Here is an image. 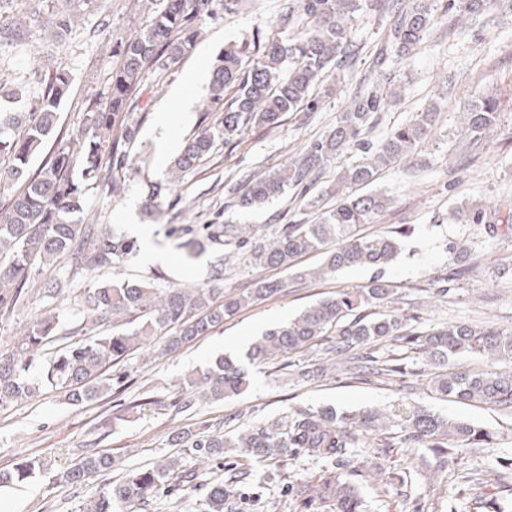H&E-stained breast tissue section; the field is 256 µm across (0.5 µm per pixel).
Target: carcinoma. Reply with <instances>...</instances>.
<instances>
[{"label":"carcinoma","instance_id":"1","mask_svg":"<svg viewBox=\"0 0 512 512\" xmlns=\"http://www.w3.org/2000/svg\"><path fill=\"white\" fill-rule=\"evenodd\" d=\"M81 0H37L42 9L28 14L29 21L0 18V48L20 44L33 27L43 26L64 43L78 26L81 13L73 5ZM437 0H297L301 30H289L268 41L256 32L253 51L231 44L224 47L212 71L203 112L219 118L193 132L180 153L170 162V181L151 186L147 205L165 213L168 195L180 180L196 169L217 142L234 145L251 128L278 126L283 116L306 104L318 106L312 92L318 83L346 71L350 58V29L357 14L368 7L391 14L379 39L371 69L387 79V67L397 65L424 41L438 21ZM244 0H159L152 23L119 46L120 63L112 71L106 93L86 112L78 142L53 138L58 110L69 96L71 82L66 69L58 68L33 88L17 82L0 87V158L10 165L0 167V194L19 184L7 202H0V255L10 261L0 268V316L10 314L25 302L29 292L40 287L41 299H57L62 285L82 277L93 278L115 267L137 250L136 241L108 224H80L72 215L83 211L88 189L112 197L117 193L120 171L129 166L128 144L136 128L129 124V111L138 107L145 71L161 75L192 53L202 21L221 13H233ZM233 95H228L229 90ZM38 104L32 112H13L10 105L31 94ZM389 97L374 86L359 91L340 113L336 124L311 142L300 158L262 176L244 177L230 185L243 210L258 208L283 195L288 187L307 182L314 171L341 149L356 146L361 158L336 175L332 188L316 205L319 213L310 224H286L274 236L255 237L250 224H203L184 228L187 239L179 243L185 255L198 258L206 252L224 254L226 249H247L250 263L259 269L291 271L298 257L322 256L321 264L295 272L304 279L326 278L351 267L373 270V277L360 288H347L305 308L285 324L266 331L248 348L252 362H269L321 346V357L299 371L304 381L327 376L338 365L354 380L382 381L403 376L406 367L394 364L382 353L386 343L397 342L413 354L426 358L429 387L451 401L489 405L512 414V333L487 325L458 321L429 329L413 327V316L399 312L397 289L385 279V269L401 252V231L393 229L365 235L361 228L374 224L387 210L389 198L369 189L378 173L412 154L428 137L438 116L431 104L415 113L409 122L392 128L376 146L361 139L373 126L375 113ZM500 105L493 96H478L460 116L459 149L467 151L498 125ZM44 156L30 171L31 161ZM453 216L466 224H484L479 208L460 206ZM53 267L56 277L38 285L39 272ZM224 263L213 266L206 281L178 288H155L149 282L107 279L87 289L86 312L71 330L86 341L58 349L37 374H31L44 348L64 336L68 329L60 315L51 311L28 325L13 350L0 352V408L31 396L36 390L54 388L67 393L74 405L95 401L112 392L113 378L107 363L162 341V351L171 352L210 332L243 307L284 292L277 281L257 280L240 293H224ZM136 317L137 323L120 328L119 321ZM488 359L489 368L462 372L452 369L462 356ZM249 386L239 361L224 355L215 359L200 377L188 379L173 402L180 413L195 404V398L222 401L237 396ZM380 437L379 448H392L395 439L413 448H427L444 457L463 448H488L494 434L469 421L443 417L408 404L394 416L377 411L337 413L331 407L299 411L247 429L229 439L193 429L175 432L176 441L208 460L224 459L225 449L236 448L262 460H282L291 455L334 459L343 466L373 468L356 460L349 449L358 448L370 436ZM114 459L94 452L80 457L57 472L72 485H82L89 475L112 468ZM49 469L37 458L22 460L0 471V487L23 483L35 473ZM180 466L169 460L131 473L125 480L90 497L83 512H137L154 497L170 493ZM205 495L206 512H236L234 488L247 472L227 470ZM306 504H320L331 512H366V502L350 482L326 479L298 489Z\"/></svg>","mask_w":512,"mask_h":512}]
</instances>
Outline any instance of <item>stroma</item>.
Listing matches in <instances>:
<instances>
[{
	"label": "stroma",
	"instance_id": "1",
	"mask_svg": "<svg viewBox=\"0 0 512 512\" xmlns=\"http://www.w3.org/2000/svg\"><path fill=\"white\" fill-rule=\"evenodd\" d=\"M290 3L251 0L237 13L206 20L191 55L169 70L163 81L146 77L150 90L144 95L145 106L132 114L138 132L129 146L131 168L124 190L112 198L88 190L80 217L97 219L125 234L131 225H141L144 234L138 237V245H151L162 259L149 263L135 255L113 268L112 277L148 278L159 288L199 283L208 277L215 254L208 252L194 262H184L179 239L168 236V225L252 224L259 237H271L276 226L310 223L316 216L314 199L335 183L342 167L359 158L357 148H346L318 170L307 190H288L253 211L231 206L224 190L227 179L268 172L297 159L309 141L335 123L367 73L379 32L389 22L388 17L375 14L356 17L350 36L352 65L332 95L316 86L314 94L322 99L317 111L287 113L276 128H252L234 149L217 147L169 195L166 219H155L146 205L150 184L170 179L172 156L160 153L159 145L167 140L183 142L198 128L208 96V77L225 44L249 41L258 29L276 33ZM111 8L105 31L96 28L97 5L90 0L83 7L81 31L69 36L66 46L39 30L0 63V71L9 73L14 82L27 78L33 62L46 71L59 66L67 69L70 94L60 107L56 128L64 139L78 138L88 104L102 97L119 64L121 41L149 24L155 3L112 0ZM438 14L439 22L424 42L392 67L400 98L376 114L366 138L380 143L391 127L432 103L438 106L436 127L414 154L380 173L375 187L389 197L390 205L378 223L365 225L364 230L379 233L392 226L406 227L402 250L385 277L397 286L403 313L417 316L418 327L468 321L512 332V233L492 236L483 226L456 224L450 215L463 202L489 208L512 205V0H492L486 10L463 19L457 18L452 0H438ZM197 70L201 79L188 84V74ZM486 93L500 101L499 125L474 157H458L459 115L475 95ZM162 112L169 117L164 126L157 120ZM461 236L471 242L470 271L444 297H433V289L443 286L456 266L449 245ZM372 275L370 269L354 267L325 279L302 281L282 270L254 268L245 256H237L224 267L225 292H240L264 278L285 282L284 293L258 301L175 351L162 353L152 345L111 366L110 374L124 377L121 405L105 396L75 406L62 391L43 389L0 409V471L35 456L56 457L64 463L99 451L115 459L112 470L90 476L84 485L73 486L56 480L53 473H41L0 490V499L11 512H83L90 496L132 471L175 458L182 469L194 472V480L180 484L174 496L154 498L147 512H203L206 488L222 479L224 471L215 462L199 461L189 449L173 444L171 436L177 428L197 426L233 434L286 412L326 406L340 411H390L406 392L401 378L356 383L335 371L318 381L301 382L272 364L250 366V386L238 396L199 401L179 414L171 406L185 375L203 373L216 356L244 355L268 329L335 295L338 289L364 285ZM413 398L435 413L494 431L492 447L468 450L442 467L432 453L421 449H359V456L376 459L383 469L386 478L377 482L351 475L349 468L329 460L301 455L282 462L261 461L235 453L232 461L261 485L259 504L245 507L244 512H317L303 507L291 490L333 476L357 484L369 512H420L424 507L430 512H469L477 499L494 500L500 512H512V484L503 486L487 477L488 472L500 470L502 461L512 458V415L438 399L423 386L417 387ZM403 480L412 484L411 497L399 494Z\"/></svg>",
	"mask_w": 512,
	"mask_h": 512
}]
</instances>
